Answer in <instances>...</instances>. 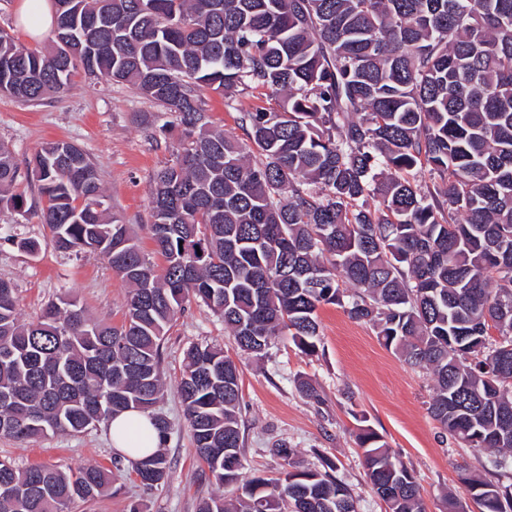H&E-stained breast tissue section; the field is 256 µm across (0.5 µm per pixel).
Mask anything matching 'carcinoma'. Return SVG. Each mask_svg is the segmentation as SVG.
I'll return each mask as SVG.
<instances>
[{"instance_id":"1","label":"carcinoma","mask_w":512,"mask_h":512,"mask_svg":"<svg viewBox=\"0 0 512 512\" xmlns=\"http://www.w3.org/2000/svg\"><path fill=\"white\" fill-rule=\"evenodd\" d=\"M47 45L0 29V95L34 103L75 73L125 83L182 127L174 163L150 190L158 266L109 214L97 167L57 140L30 161L41 223L60 252L96 253L130 287L123 323L93 320L74 298L19 317L0 277V438L85 432L164 387V337L194 298L237 349L261 357L288 333L306 354L317 311L339 305L435 381L430 413L469 448L512 453V0H63ZM247 140L212 128L203 91L233 102ZM0 143V205L14 192ZM178 393L200 461L230 500L200 512H357L351 489L309 470L288 443L275 479L243 474L240 376L224 349L194 345ZM372 489L389 512H425L414 476L367 428ZM163 485L162 452L131 462ZM112 471L0 462V512H71ZM481 512H512V483L467 477Z\"/></svg>"}]
</instances>
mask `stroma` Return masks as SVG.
Listing matches in <instances>:
<instances>
[{
  "instance_id": "stroma-1",
  "label": "stroma",
  "mask_w": 512,
  "mask_h": 512,
  "mask_svg": "<svg viewBox=\"0 0 512 512\" xmlns=\"http://www.w3.org/2000/svg\"><path fill=\"white\" fill-rule=\"evenodd\" d=\"M157 104L128 85L76 73L69 90L36 105L0 97V143L13 151L20 171L18 191L25 198V215L0 211V276L16 289L23 320L37 319L43 308L61 297L76 299L98 321L118 325L126 312L129 287L98 256L64 253L49 242L38 214L42 206L35 181L25 171L33 153L50 140L81 147L96 164L113 212L128 224L145 255H153L149 232V189L156 171L170 161L182 137L180 127L153 136L143 121ZM38 239L42 248L31 255L16 238ZM321 344L317 354H303L287 335L276 337L263 358L238 350L221 317L191 300L177 315L163 347L166 386L154 407L166 416L171 433L164 445L170 463L164 485L142 486L130 464L114 451L106 424L84 433L42 438L32 442L0 439V458L16 465H50L74 469L93 464L112 472V488L83 512H127L141 499L150 512H198L203 496L231 497L233 489L202 475L188 423L177 394L187 349L216 344L228 351L240 372L241 424L247 474L276 475L280 461L267 447L276 439L294 448L310 468L334 465L337 479L358 499V512H387L372 490L356 436L371 428L391 453L414 475L426 512H448L456 497L463 512H480L463 484L464 478L497 479L512 474L496 469L495 452L467 448L443 433L428 412L434 380L423 369H411L378 340L375 331L349 318L343 308L325 305L318 311ZM309 380L318 392L310 399L297 390L298 379Z\"/></svg>"
}]
</instances>
